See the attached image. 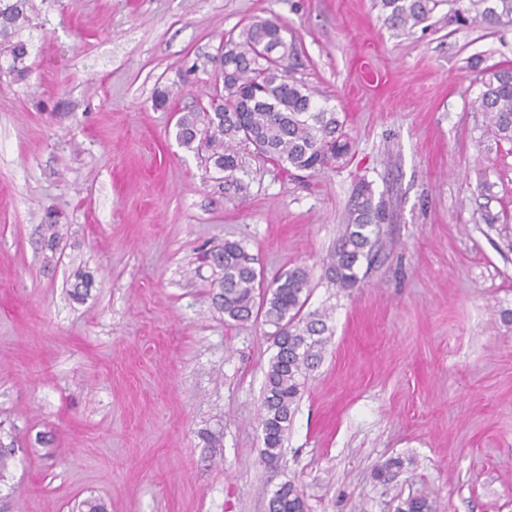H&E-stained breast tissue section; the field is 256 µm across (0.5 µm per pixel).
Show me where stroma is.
I'll use <instances>...</instances> for the list:
<instances>
[{"label": "stroma", "instance_id": "obj_1", "mask_svg": "<svg viewBox=\"0 0 512 512\" xmlns=\"http://www.w3.org/2000/svg\"><path fill=\"white\" fill-rule=\"evenodd\" d=\"M32 72L0 73V425L19 447L0 512H512V145L483 136L481 70L512 64V25L439 7L395 36L374 0H35ZM254 17L297 39L294 75L345 120L336 168L293 177L251 153L240 190L173 135L208 89L186 64ZM168 89L166 108L153 105ZM494 182L493 197L478 190ZM390 206L376 257L330 287L359 182ZM60 214L54 262L42 217ZM236 241L273 277L314 270L332 336L274 462L258 417L275 352L262 321L225 320L205 246ZM94 285L71 296L75 270ZM392 458L404 465L376 476ZM304 508L303 495L291 482L275 490L269 502V512H304Z\"/></svg>", "mask_w": 512, "mask_h": 512}]
</instances>
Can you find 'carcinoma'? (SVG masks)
<instances>
[{"mask_svg": "<svg viewBox=\"0 0 512 512\" xmlns=\"http://www.w3.org/2000/svg\"><path fill=\"white\" fill-rule=\"evenodd\" d=\"M464 12L472 20L512 24V0H467ZM447 0H376L383 22L400 35H409L426 23ZM35 10L34 0H0V72L18 80L30 72V44L22 35ZM286 27L276 18L248 22L224 36L208 59L213 83L206 99L180 113L175 139L193 154L207 173L222 175L224 184L237 183L241 151L256 154L287 172L315 174L346 156L350 143L339 112L317 105L314 90L295 78L291 61L295 41L286 38ZM485 116L486 133L499 142L512 143V67L488 66L482 90L473 101ZM389 220L384 199L375 198L368 183H361L335 250L329 255L325 276L333 286L347 290L359 285V269L371 262L379 241L376 230ZM42 249L56 254L63 239V225L56 213L44 219ZM502 253H512V225L490 224ZM200 265L211 269L209 288L224 318L246 322L262 317L274 328L276 348L265 375L260 421L263 456L276 459L292 424L303 387L302 379L321 359L328 342L327 315L305 311L311 294L312 273L296 266L270 281L255 267L244 246L224 241L200 254ZM15 448V437L0 436V482L4 481ZM300 489L291 482L274 491L269 512H304ZM396 512H437L436 501L424 494L400 501Z\"/></svg>", "mask_w": 512, "mask_h": 512, "instance_id": "1", "label": "carcinoma"}]
</instances>
